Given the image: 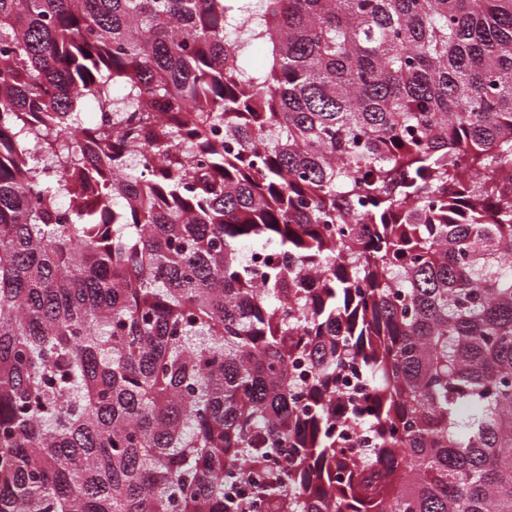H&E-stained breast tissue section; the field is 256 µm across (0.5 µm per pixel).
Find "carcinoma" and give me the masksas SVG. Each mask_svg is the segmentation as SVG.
<instances>
[{
  "label": "carcinoma",
  "instance_id": "1",
  "mask_svg": "<svg viewBox=\"0 0 512 512\" xmlns=\"http://www.w3.org/2000/svg\"><path fill=\"white\" fill-rule=\"evenodd\" d=\"M0 128V512H512V0H0Z\"/></svg>",
  "mask_w": 512,
  "mask_h": 512
}]
</instances>
